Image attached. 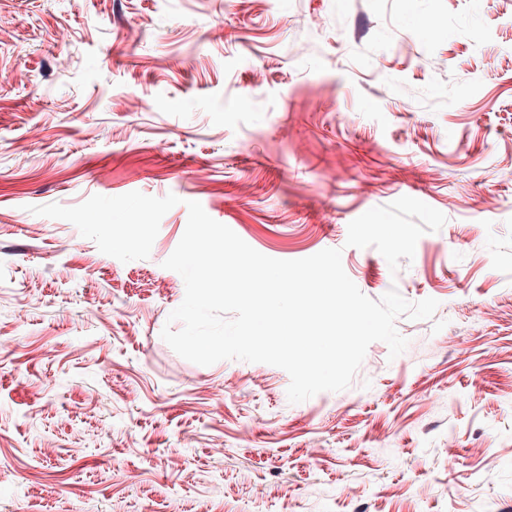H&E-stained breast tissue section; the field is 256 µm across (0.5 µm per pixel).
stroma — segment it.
<instances>
[{"label":"stroma","instance_id":"1","mask_svg":"<svg viewBox=\"0 0 512 512\" xmlns=\"http://www.w3.org/2000/svg\"><path fill=\"white\" fill-rule=\"evenodd\" d=\"M133 191L128 263L32 212ZM190 201L439 306L297 404L192 363ZM0 512H512V0H0Z\"/></svg>","mask_w":512,"mask_h":512}]
</instances>
